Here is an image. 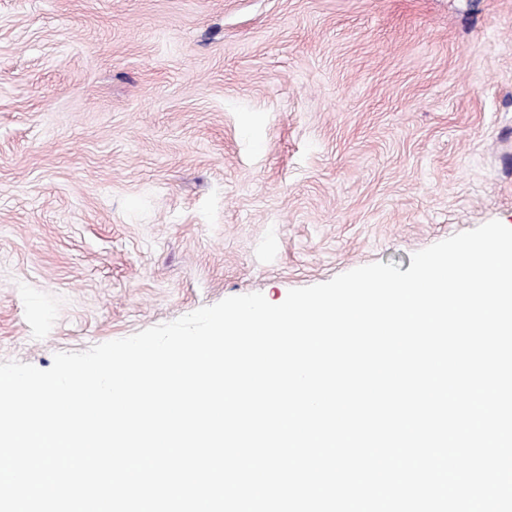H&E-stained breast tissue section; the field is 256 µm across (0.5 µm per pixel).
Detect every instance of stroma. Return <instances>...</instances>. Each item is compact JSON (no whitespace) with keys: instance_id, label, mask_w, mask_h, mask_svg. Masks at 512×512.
Here are the masks:
<instances>
[{"instance_id":"obj_1","label":"stroma","mask_w":512,"mask_h":512,"mask_svg":"<svg viewBox=\"0 0 512 512\" xmlns=\"http://www.w3.org/2000/svg\"><path fill=\"white\" fill-rule=\"evenodd\" d=\"M512 226V0H0V361Z\"/></svg>"}]
</instances>
